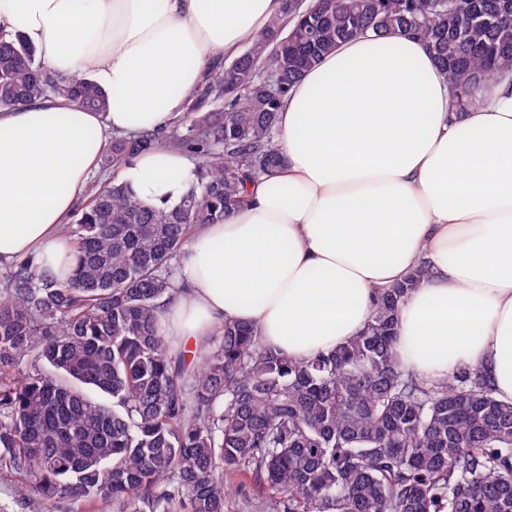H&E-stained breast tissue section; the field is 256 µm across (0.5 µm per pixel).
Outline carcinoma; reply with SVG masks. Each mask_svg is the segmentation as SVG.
Listing matches in <instances>:
<instances>
[{
    "mask_svg": "<svg viewBox=\"0 0 512 512\" xmlns=\"http://www.w3.org/2000/svg\"><path fill=\"white\" fill-rule=\"evenodd\" d=\"M306 11L285 0L166 132L112 137L114 171L160 143L199 158L177 204L146 207L114 180L67 227L70 274L28 261L0 274V471L32 512H226L232 483L257 512H512V403L476 370L433 382L396 357L399 307L427 266L375 299L359 336L306 360L252 324H224L194 364L161 334L189 227L223 222L282 165L283 99L341 42L412 35L466 102L512 73V0H325L315 23ZM50 97L108 107L92 81L1 38L0 108Z\"/></svg>",
    "mask_w": 512,
    "mask_h": 512,
    "instance_id": "cac0c4a2",
    "label": "carcinoma"
}]
</instances>
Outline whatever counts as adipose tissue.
Masks as SVG:
<instances>
[{"label": "adipose tissue", "instance_id": "adipose-tissue-1", "mask_svg": "<svg viewBox=\"0 0 512 512\" xmlns=\"http://www.w3.org/2000/svg\"><path fill=\"white\" fill-rule=\"evenodd\" d=\"M283 13L284 0H0V38L23 36L108 98L104 112L62 98L0 110V267L70 268L63 228L109 135L167 130L215 61ZM476 97L456 103L407 35L354 37L304 72L279 112L283 166L191 234L179 288L160 304L171 353L230 321L295 360L330 351L424 263L429 277L398 312L397 358L433 381L479 369L512 403V80ZM196 178L163 144L119 171L151 207Z\"/></svg>", "mask_w": 512, "mask_h": 512}]
</instances>
